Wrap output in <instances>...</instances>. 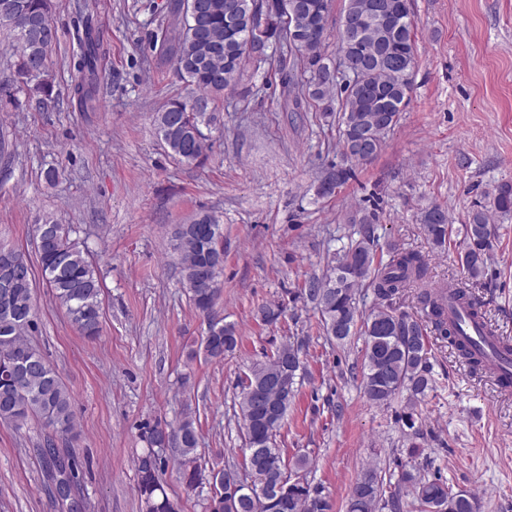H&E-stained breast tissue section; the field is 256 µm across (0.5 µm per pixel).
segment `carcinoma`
I'll return each instance as SVG.
<instances>
[{"label": "carcinoma", "mask_w": 512, "mask_h": 512, "mask_svg": "<svg viewBox=\"0 0 512 512\" xmlns=\"http://www.w3.org/2000/svg\"><path fill=\"white\" fill-rule=\"evenodd\" d=\"M15 8H0V28L13 37L17 56L15 79L33 84L35 91L50 93L49 66L57 40L50 20L49 0H11ZM206 5L199 18L190 4L177 0L172 16L153 35L160 58L173 64L179 78L200 95L190 101L173 100L156 115L158 132L179 161L200 164L206 158V136L202 127L217 121L209 111L210 101L224 96L239 83L246 66L256 67L268 60L267 46L255 42L252 25L258 0H197ZM331 0H265L262 7L272 12L266 41L285 40L300 54L312 73L305 93L315 102H336L341 153L346 161L355 159L353 140L368 134L370 153L377 155L386 136L395 129L400 113L409 105L412 82L407 78L415 66V33L409 0H346L342 18L366 21L363 34L356 38L344 26L338 27L339 64L325 62L321 53ZM83 78L74 86L79 102L94 99L98 72L97 54L90 37L83 36L78 59ZM352 175L347 166H333L319 180L317 196L334 195ZM495 217H512V182L497 184L483 205L471 210L463 224L464 247L457 253L463 281L454 278L438 287L426 285L428 264L415 251L395 247L387 255L377 254L376 212L363 213L356 235L336 252V263L321 278L306 281L303 292L315 303L321 316L323 334L336 343L348 341L355 330L364 336L362 384L367 398L388 405L399 396L406 397L399 415L406 435L420 436V405L433 390L435 380L430 363L426 325L428 321L440 335L448 338L459 356L473 369H482L479 358L456 339L457 331L448 323L447 298L467 305L470 315L486 318L483 305L470 286L488 276L495 241ZM421 225L431 248L445 251L451 232L448 211L438 205L421 212ZM35 252L41 277L57 304L65 309L77 330L89 339L102 329L101 285L88 252L73 237L71 224H60L46 216L35 225ZM224 239L219 220L203 214L189 224L174 227L171 242L177 254L180 272L196 312L209 317L220 294L222 270L211 263V244ZM13 261L0 257V269L11 263L23 267L25 276L12 281V307L0 311V345L8 352L0 354V420L18 430L38 419L67 441L74 437L73 398L58 373L26 339L37 329L33 300L36 284L33 266L25 254L0 244ZM417 285L424 318L399 312L392 300L404 289ZM369 288L374 303L369 311L359 309L357 294ZM239 336L232 324L208 325L201 347L205 359L222 361L233 354ZM301 369L299 349L285 343L255 363L238 394V408L245 448L243 463L257 467L262 483L277 486L293 476H308L311 461L305 454L288 461L277 446V435L288 408L295 398V381ZM281 384L264 392L263 402L254 400L251 387L271 377ZM175 434L180 445L173 456L182 482L193 488L199 474L207 469L198 454L199 433L190 412L176 422H156L147 428V447L137 454L136 490L141 503L158 506L157 512H180L170 499L162 476L167 465L159 449L163 434ZM82 465L74 454L47 470L59 484L80 485ZM418 502L421 512H479L477 498L470 492L453 490L440 478L426 479L414 466H401L397 484L369 468L355 483L347 503V512H379L402 491ZM330 504L319 486L306 481L288 494L267 501L244 496L236 512H329Z\"/></svg>", "instance_id": "obj_1"}]
</instances>
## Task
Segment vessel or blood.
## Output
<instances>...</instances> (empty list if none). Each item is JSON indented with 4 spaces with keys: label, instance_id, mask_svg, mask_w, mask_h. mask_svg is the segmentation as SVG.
<instances>
[{
    "label": "vessel or blood",
    "instance_id": "vessel-or-blood-1",
    "mask_svg": "<svg viewBox=\"0 0 512 512\" xmlns=\"http://www.w3.org/2000/svg\"><path fill=\"white\" fill-rule=\"evenodd\" d=\"M448 316L458 327L460 341L478 353L484 371L494 379L500 392H512V343L498 336L488 324L472 320L456 304H449Z\"/></svg>",
    "mask_w": 512,
    "mask_h": 512
}]
</instances>
